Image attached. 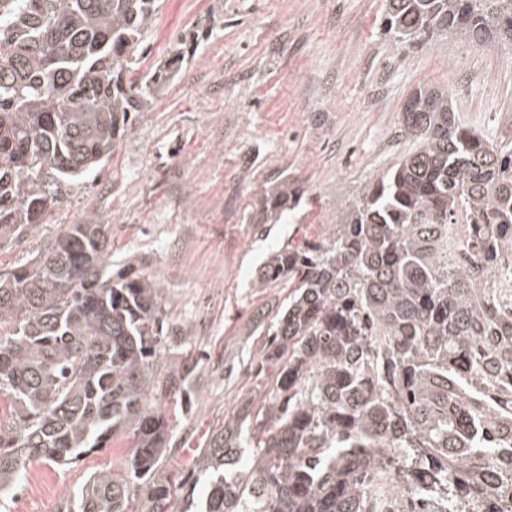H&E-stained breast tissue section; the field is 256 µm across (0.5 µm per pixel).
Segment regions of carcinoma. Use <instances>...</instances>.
I'll list each match as a JSON object with an SVG mask.
<instances>
[{
	"label": "carcinoma",
	"instance_id": "cac0c4a2",
	"mask_svg": "<svg viewBox=\"0 0 512 512\" xmlns=\"http://www.w3.org/2000/svg\"><path fill=\"white\" fill-rule=\"evenodd\" d=\"M160 4L0 0V244L54 206L47 175L101 170L194 54L182 37L128 80ZM386 24L402 43L511 48L512 0H387ZM401 124L414 148L260 270L256 287L293 288L264 330L270 386L213 434L189 489L162 474L165 404L191 405L197 363L154 370L173 347L160 288L106 271L110 225L68 224L0 269V494L119 436L125 466L57 512H512V128L477 133L430 86Z\"/></svg>",
	"mask_w": 512,
	"mask_h": 512
}]
</instances>
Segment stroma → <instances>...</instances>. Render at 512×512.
<instances>
[{
	"label": "stroma",
	"instance_id": "obj_1",
	"mask_svg": "<svg viewBox=\"0 0 512 512\" xmlns=\"http://www.w3.org/2000/svg\"><path fill=\"white\" fill-rule=\"evenodd\" d=\"M386 0H163L137 75L167 61L174 39L208 28L195 55L153 97L97 174L58 186L37 234L0 247V267L40 255L68 224L112 230V266L139 263L162 291L180 340L158 368L199 364L192 408H169L165 474L194 479L196 461L255 387L265 339L288 301L283 284L255 287L259 268L288 243L319 240L338 208L412 148L400 115L421 86L448 91L462 120L497 136L512 127V68L482 76L512 50L439 38L407 46L385 31ZM302 197L270 218L266 196ZM124 440L59 466L37 462L0 498V512H56L102 467H120ZM55 494L35 491L37 476Z\"/></svg>",
	"mask_w": 512,
	"mask_h": 512
}]
</instances>
